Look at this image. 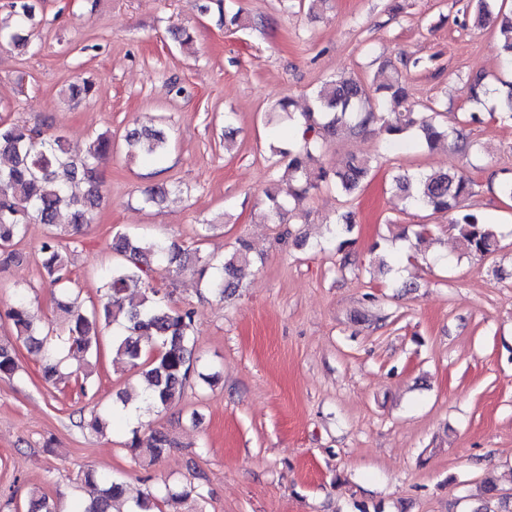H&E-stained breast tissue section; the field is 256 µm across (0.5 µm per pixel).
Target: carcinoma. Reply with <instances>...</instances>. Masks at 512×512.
<instances>
[{
  "label": "carcinoma",
  "instance_id": "obj_1",
  "mask_svg": "<svg viewBox=\"0 0 512 512\" xmlns=\"http://www.w3.org/2000/svg\"><path fill=\"white\" fill-rule=\"evenodd\" d=\"M14 25H0V41L16 47L28 43L27 31L34 25V10L29 0H13ZM498 24L502 63L512 68V15L505 12V0H472L464 12L463 25L484 27ZM419 61L403 59L401 66L389 61L379 64L373 88L353 75H336L326 79L313 93L306 111L295 113L291 99L280 100L273 108L269 125L279 124L278 117L297 118L294 142L284 149L270 145L274 163L287 162L288 188L273 187L266 191L263 218L278 224L306 195L322 186H332L344 196L360 189L373 168L372 160L350 154L340 164L329 167L322 161L324 144L339 136L356 137L377 133L388 139L414 137L433 148L450 139L455 130L444 125L437 104L419 105L410 97L402 70L418 66ZM125 141L133 159L154 162L168 151L165 134L149 127L127 132ZM112 151V137L100 135L88 144L85 152H70L61 132L45 135L15 121L0 119V266L20 260L13 249L32 222L48 224L55 232L40 246L41 267L46 282L59 291L57 307L61 312L64 338L57 342L29 315L24 294H17L6 312L16 339L23 341L42 362L48 381L60 373L66 357L80 355L85 360L80 391L86 392L93 362L99 360L98 328L114 324L121 313L124 323L112 331L113 358L143 367L142 408L158 412L178 400L188 379L193 375L211 382L215 375L198 371L194 357V318L189 309L177 307L171 299L175 282L162 290L153 286V265H162L175 274L190 269L204 281L211 292L224 296L242 286L255 266L249 244L238 239L224 251V259L216 261L200 249H187L176 243L133 236L118 231L112 248L123 256V262L110 268L102 279V296L98 307L87 312L78 302L71 285L75 282L73 262L61 245L60 237L68 229L78 228L93 220L101 194L97 167ZM395 189L406 206L434 213L452 212L449 220L457 231L466 253L483 257L495 251L498 229L481 216L465 209L464 201L472 193V182L455 172L409 174L393 177ZM177 187L155 184L141 199L143 206L159 204ZM66 223H60L61 217ZM350 218L337 224V251L343 253L341 267L353 264L346 251L352 240ZM18 369L15 348L0 344V376H12ZM176 442L164 431L151 435L150 455L163 456ZM88 492L76 512H113L114 504L124 498L123 485L92 469L80 478ZM157 497L152 490L141 493L127 512H153ZM29 512H56L54 502L45 494H35Z\"/></svg>",
  "mask_w": 512,
  "mask_h": 512
}]
</instances>
